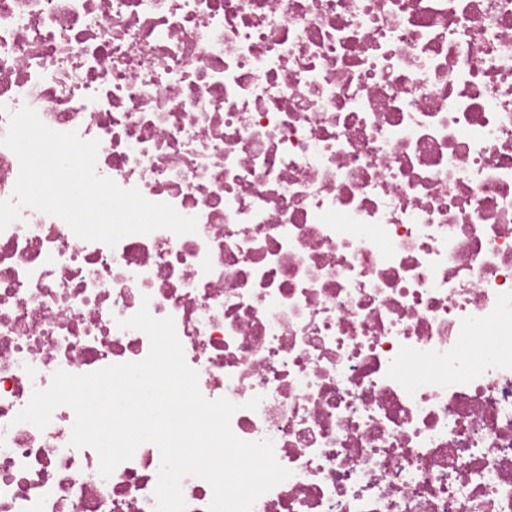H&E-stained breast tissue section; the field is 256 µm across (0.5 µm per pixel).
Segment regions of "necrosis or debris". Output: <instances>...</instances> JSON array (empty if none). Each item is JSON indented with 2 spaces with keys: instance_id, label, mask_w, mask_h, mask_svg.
<instances>
[{
  "instance_id": "1",
  "label": "necrosis or debris",
  "mask_w": 512,
  "mask_h": 512,
  "mask_svg": "<svg viewBox=\"0 0 512 512\" xmlns=\"http://www.w3.org/2000/svg\"><path fill=\"white\" fill-rule=\"evenodd\" d=\"M25 105L198 229L0 232V512H154L157 446L16 420L144 303L291 470L252 512H512V0H0Z\"/></svg>"
}]
</instances>
